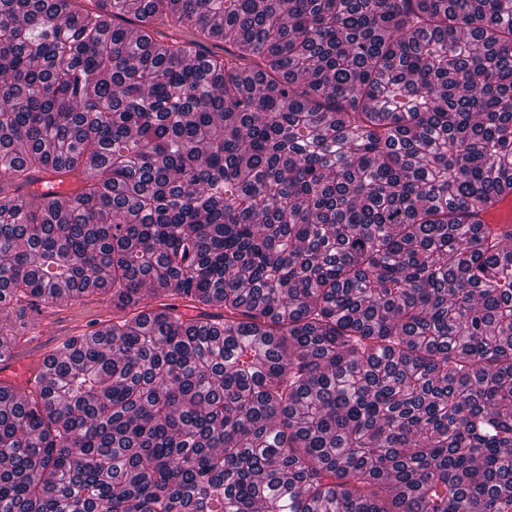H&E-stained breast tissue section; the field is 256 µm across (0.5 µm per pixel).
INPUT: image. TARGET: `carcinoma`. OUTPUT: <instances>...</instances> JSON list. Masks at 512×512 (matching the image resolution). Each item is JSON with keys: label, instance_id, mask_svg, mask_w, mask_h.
Returning a JSON list of instances; mask_svg holds the SVG:
<instances>
[{"label": "carcinoma", "instance_id": "1", "mask_svg": "<svg viewBox=\"0 0 512 512\" xmlns=\"http://www.w3.org/2000/svg\"><path fill=\"white\" fill-rule=\"evenodd\" d=\"M509 195L512 0H0V314L134 312L0 512H512Z\"/></svg>", "mask_w": 512, "mask_h": 512}]
</instances>
